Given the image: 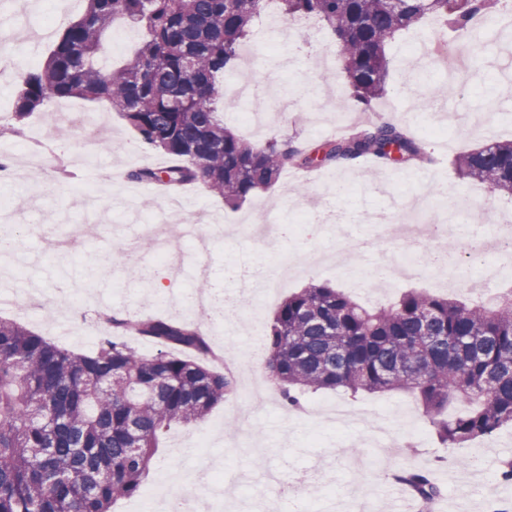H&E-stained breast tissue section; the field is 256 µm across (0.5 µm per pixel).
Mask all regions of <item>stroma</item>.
<instances>
[{"label":"stroma","instance_id":"1","mask_svg":"<svg viewBox=\"0 0 512 512\" xmlns=\"http://www.w3.org/2000/svg\"><path fill=\"white\" fill-rule=\"evenodd\" d=\"M60 0H0V17L18 21L41 34L35 49L0 32V153L12 156L15 175L0 182V205L14 214L0 231L19 236L27 258L19 267L0 266V316L13 319L68 350L89 353L87 327L103 328L108 310L135 316L165 315L203 322L214 347L233 361L234 394L225 397L201 422L169 429L154 458L149 484L164 482L167 492L209 481L213 467L227 471L224 493L210 496L209 512H320L325 501L335 512H357L358 493L376 498L377 512H398L391 497L389 473L408 468L427 470L445 489L434 512H448L457 493L449 476L461 461H478L485 481L474 492L469 512H489L491 503L512 506V483L499 480L502 463L512 459V426L494 436L479 438L463 449L440 444L436 428L421 403L402 391L361 392L356 396L319 392L315 398L340 402L351 410V422L321 415L310 418L288 411L279 398L251 403L244 397L252 384L266 385L260 361L250 359L253 332L266 328L288 294L311 284L329 283L367 305L385 304L402 291H418L476 300L470 288L477 270L458 265L457 275L444 282L442 275L424 270L415 279L378 285H355L350 269L369 270L368 260L351 257L354 243L379 238V225L366 223L371 209H396L406 198L426 200L422 211L403 212L412 224L450 217L453 225L472 233L490 229L497 213L512 203V196L490 193L485 184L459 177L455 157L492 141L512 140V93L496 88L512 84V48L504 49L498 30L481 31L468 58L463 97L448 100L440 89L448 75L424 58L433 43V21L401 32L389 50L395 59L387 78L388 93L377 104V117H391L411 126L420 137L433 127L446 128L447 151H434L432 164L418 169L403 165L378 168L322 167L311 173L284 171L275 185L230 206L200 183L181 189L174 199L185 215L210 236L205 257L185 250L186 268L205 260L210 268L208 295L228 301L237 294L230 268L254 262L266 272L272 286L280 263L291 260L300 268L287 285L274 288L259 310L239 306L224 320L186 311L183 293L198 290V279L156 288L163 273L159 249L149 243V225L165 208L169 195L154 186L127 179L129 170L155 167L163 156L144 148L135 132L108 102L79 97L64 99L63 107L94 114L103 129V141L86 146L85 135L70 129L58 138L50 107L24 120L14 118V101L22 81L17 72L45 64L69 23L85 11L86 0H75L56 22ZM283 33L267 38L257 62L271 77L266 94L269 123L255 132L239 118L247 104L230 105L233 82H225L226 96L219 107L224 124L247 142L292 140L321 143L357 124V113L347 107L345 76L337 48L321 26L307 29L278 18ZM66 164L71 178L60 182L58 166ZM257 224L290 225L292 233L257 242ZM250 413L251 431L240 425ZM387 420L410 447L398 455L373 447L371 432L378 420Z\"/></svg>","mask_w":512,"mask_h":512}]
</instances>
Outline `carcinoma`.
<instances>
[{
    "instance_id": "cac0c4a2",
    "label": "carcinoma",
    "mask_w": 512,
    "mask_h": 512,
    "mask_svg": "<svg viewBox=\"0 0 512 512\" xmlns=\"http://www.w3.org/2000/svg\"><path fill=\"white\" fill-rule=\"evenodd\" d=\"M264 0H88L14 102L21 120L52 98L105 100L141 143L172 158L127 178L175 190L200 182L226 202L268 189L286 168H344L370 158L431 162L421 138L396 122L374 121L314 148L288 141L245 143L224 126L216 101L253 34ZM290 19L314 17L340 48L361 108L386 94L396 34L434 16L458 32L496 16L500 0H278ZM124 24L145 38L133 58L104 73L96 54ZM460 174L512 195V141L458 155ZM109 332L95 351L74 353L0 318V512H111L137 494L160 432L202 420L232 392L205 365L204 327L165 316L104 315ZM157 347L145 355L127 337ZM263 364L288 408L318 391H407L438 416L441 442L464 448L512 424V290L493 307L408 291L370 308L328 284L286 298L263 336ZM472 408L453 418L448 402ZM399 479L432 506L444 495L428 473Z\"/></svg>"
}]
</instances>
